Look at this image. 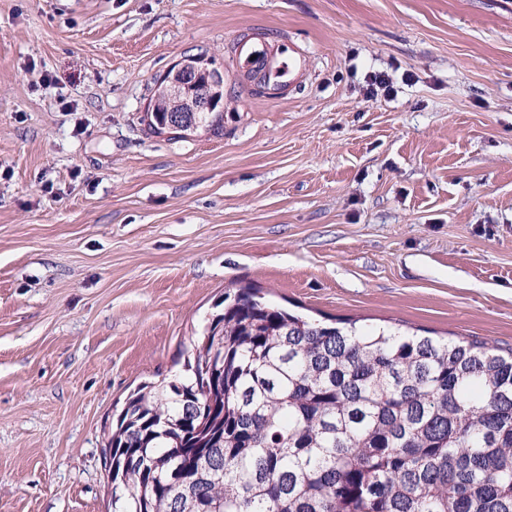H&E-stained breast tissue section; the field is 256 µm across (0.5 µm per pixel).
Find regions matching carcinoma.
Listing matches in <instances>:
<instances>
[{
    "label": "carcinoma",
    "mask_w": 512,
    "mask_h": 512,
    "mask_svg": "<svg viewBox=\"0 0 512 512\" xmlns=\"http://www.w3.org/2000/svg\"><path fill=\"white\" fill-rule=\"evenodd\" d=\"M218 306L115 413L113 512H512V349Z\"/></svg>",
    "instance_id": "cac0c4a2"
}]
</instances>
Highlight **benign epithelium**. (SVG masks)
Segmentation results:
<instances>
[{
    "label": "benign epithelium",
    "instance_id": "benign-epithelium-1",
    "mask_svg": "<svg viewBox=\"0 0 512 512\" xmlns=\"http://www.w3.org/2000/svg\"><path fill=\"white\" fill-rule=\"evenodd\" d=\"M147 111L167 113L163 128L175 135L194 127L198 115L224 106V70L198 57L182 59L163 74Z\"/></svg>",
    "mask_w": 512,
    "mask_h": 512
}]
</instances>
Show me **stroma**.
I'll list each match as a JSON object with an SVG mask.
<instances>
[{
  "mask_svg": "<svg viewBox=\"0 0 512 512\" xmlns=\"http://www.w3.org/2000/svg\"><path fill=\"white\" fill-rule=\"evenodd\" d=\"M244 35L304 52L296 90ZM200 52L223 135L151 133ZM248 284L512 348V0H0V512H112L113 409ZM236 53L244 75L249 77L252 71H262L265 83L273 89V94L287 89L289 92L300 83L303 57L289 43L288 49L284 45L275 48L260 38L243 37L236 43ZM256 86L271 94L272 89L266 85L257 83Z\"/></svg>",
  "mask_w": 512,
  "mask_h": 512,
  "instance_id": "obj_1",
  "label": "stroma"
}]
</instances>
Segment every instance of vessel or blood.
Instances as JSON below:
<instances>
[{
    "label": "vessel or blood",
    "instance_id": "1",
    "mask_svg": "<svg viewBox=\"0 0 512 512\" xmlns=\"http://www.w3.org/2000/svg\"><path fill=\"white\" fill-rule=\"evenodd\" d=\"M236 53L244 74L260 71L274 93L296 87L303 74L302 55L292 48L272 47L265 40L244 37L236 43Z\"/></svg>",
    "mask_w": 512,
    "mask_h": 512
}]
</instances>
